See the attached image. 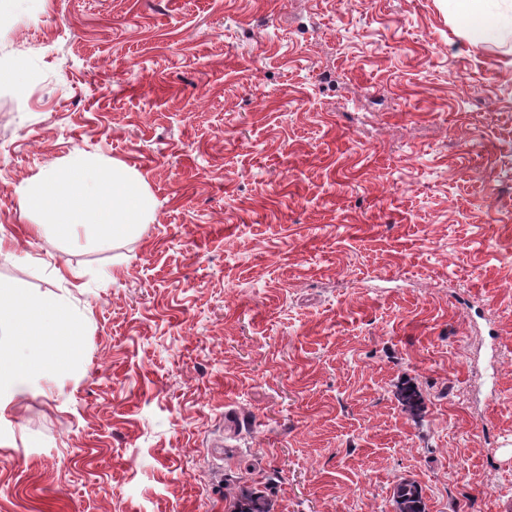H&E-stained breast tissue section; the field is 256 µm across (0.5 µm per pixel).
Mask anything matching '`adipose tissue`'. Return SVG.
Segmentation results:
<instances>
[{
    "instance_id": "1",
    "label": "adipose tissue",
    "mask_w": 512,
    "mask_h": 512,
    "mask_svg": "<svg viewBox=\"0 0 512 512\" xmlns=\"http://www.w3.org/2000/svg\"><path fill=\"white\" fill-rule=\"evenodd\" d=\"M449 2L470 43L512 37V21L483 14L481 0ZM21 205L25 211L41 215L37 233L67 239L81 227L113 240L121 238L137 225L148 223L153 211L150 194L138 175L82 154L29 184ZM82 330V324L61 301L34 297L0 283V389L17 386L40 367L38 361L16 354L14 344L61 350L70 363L80 355Z\"/></svg>"
}]
</instances>
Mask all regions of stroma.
I'll return each mask as SVG.
<instances>
[{"label": "stroma", "mask_w": 512, "mask_h": 512, "mask_svg": "<svg viewBox=\"0 0 512 512\" xmlns=\"http://www.w3.org/2000/svg\"><path fill=\"white\" fill-rule=\"evenodd\" d=\"M16 60L0 282L84 332L0 410V512H512L511 44L446 0H40ZM78 152L151 221L28 235ZM397 512H424L421 491L410 482H401L394 493Z\"/></svg>", "instance_id": "35a3bbf8"}]
</instances>
